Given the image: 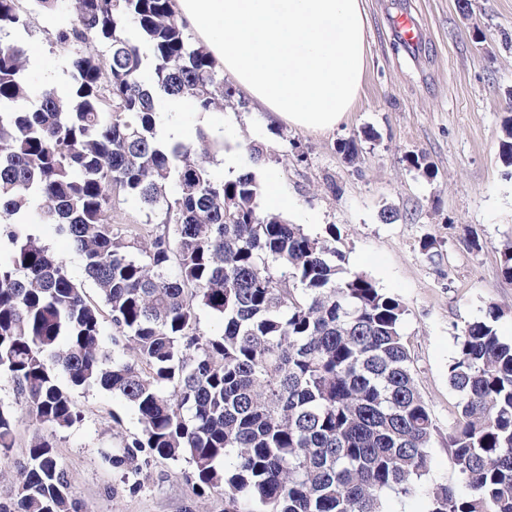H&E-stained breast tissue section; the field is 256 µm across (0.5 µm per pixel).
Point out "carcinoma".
<instances>
[{
    "label": "carcinoma",
    "mask_w": 512,
    "mask_h": 512,
    "mask_svg": "<svg viewBox=\"0 0 512 512\" xmlns=\"http://www.w3.org/2000/svg\"><path fill=\"white\" fill-rule=\"evenodd\" d=\"M65 53L64 92L31 88L24 36ZM175 0H0V376L35 420L69 428L73 392L123 397L140 430L108 457L138 476L142 454L187 457L199 491L224 485V512H384L424 495L428 512H512V342L500 310L458 329L448 429L459 483L430 487L437 432L417 389L404 303L348 275L331 240L259 205L272 156L243 148L244 173L218 177L224 139L199 126L163 135L174 107L223 111L235 92L187 34ZM149 78H144V74ZM501 155L512 166V118ZM179 191L170 196L167 188ZM146 220L119 224L127 198ZM68 238L84 279L25 231L30 212ZM219 318L201 328L200 312ZM132 343L139 358L119 352ZM15 424L0 404V454ZM0 512H82L53 442L34 437Z\"/></svg>",
    "instance_id": "obj_1"
}]
</instances>
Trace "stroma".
Returning <instances> with one entry per match:
<instances>
[{"label":"stroma","instance_id":"1","mask_svg":"<svg viewBox=\"0 0 512 512\" xmlns=\"http://www.w3.org/2000/svg\"><path fill=\"white\" fill-rule=\"evenodd\" d=\"M365 8L369 63L361 94L336 130L290 127L250 100L208 115L185 104L171 124L189 136L199 125L223 135L227 148L213 162L219 171L240 161L245 144L264 142L276 160L260 177L275 178L287 195L289 221L321 238L337 227L344 268L404 302L418 390L439 429L428 481L449 485L457 481L447 447L458 401L448 385L456 328L483 318L493 303L500 336L512 340V280L499 262L512 243V168L499 148L512 117V0H365ZM406 9L424 33L416 51L400 45L393 26ZM42 26L35 20L26 38L37 52L29 81L61 89L65 56L49 48ZM367 130L374 139H363ZM355 136L360 151L351 161L339 144ZM416 153L432 164L433 178L408 167ZM475 234L484 242L478 252L467 247ZM426 238L437 242L430 256L420 250ZM73 399L80 421L54 431L15 404L11 384L0 379V402L12 405L16 425V444L0 468L21 459L33 436L49 435L70 492L87 512H224L221 489L201 494L193 487L188 458H149L136 479L112 468L108 455L140 430L132 407L96 389Z\"/></svg>","mask_w":512,"mask_h":512}]
</instances>
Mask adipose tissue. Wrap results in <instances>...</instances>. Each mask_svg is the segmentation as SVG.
<instances>
[{
  "label": "adipose tissue",
  "instance_id": "1",
  "mask_svg": "<svg viewBox=\"0 0 512 512\" xmlns=\"http://www.w3.org/2000/svg\"><path fill=\"white\" fill-rule=\"evenodd\" d=\"M236 87L289 126L346 119L366 66L364 0H175Z\"/></svg>",
  "mask_w": 512,
  "mask_h": 512
}]
</instances>
